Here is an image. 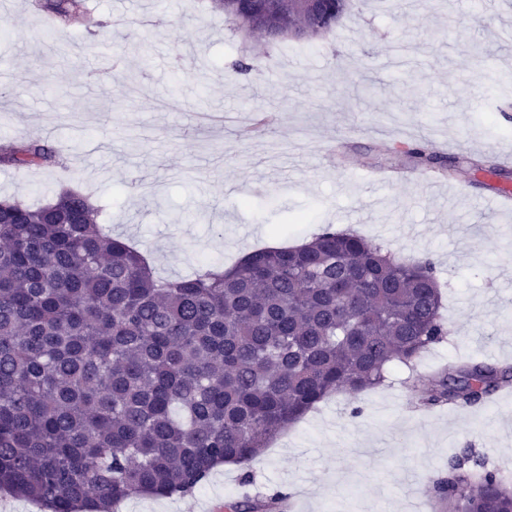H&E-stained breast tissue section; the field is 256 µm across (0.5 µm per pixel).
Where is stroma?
I'll use <instances>...</instances> for the list:
<instances>
[{
	"label": "stroma",
	"instance_id": "stroma-1",
	"mask_svg": "<svg viewBox=\"0 0 512 512\" xmlns=\"http://www.w3.org/2000/svg\"><path fill=\"white\" fill-rule=\"evenodd\" d=\"M92 29L49 30L31 0H0V149L21 137L61 165L0 167V198L91 195L101 221L159 275L232 266L264 246L352 230L413 262L444 293L448 334L383 386L333 394L250 468L213 470L183 497L120 512H213L241 494H286V512H448L426 479L464 448L512 484V387L484 406L427 408L434 372L473 357L512 366V16L498 0H353L329 33L266 44L209 0H87ZM252 58L254 75L232 65ZM436 156L435 184L366 182Z\"/></svg>",
	"mask_w": 512,
	"mask_h": 512
}]
</instances>
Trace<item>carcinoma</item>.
<instances>
[{
    "mask_svg": "<svg viewBox=\"0 0 512 512\" xmlns=\"http://www.w3.org/2000/svg\"><path fill=\"white\" fill-rule=\"evenodd\" d=\"M324 24L271 0H211L266 40L313 39L350 0H326ZM80 0H39L60 25ZM29 138L0 164H58ZM91 196L63 190L37 207L0 200V492L49 512H114L129 498L186 495L216 466L247 467L332 392L384 384L447 335L433 263L404 262L330 226L299 246L235 266L203 262L187 278L98 221ZM511 367L471 360L434 378L430 406H476ZM456 512H512V489L465 448L429 487ZM229 512H262L245 496Z\"/></svg>",
    "mask_w": 512,
    "mask_h": 512,
    "instance_id": "carcinoma-1",
    "label": "carcinoma"
}]
</instances>
